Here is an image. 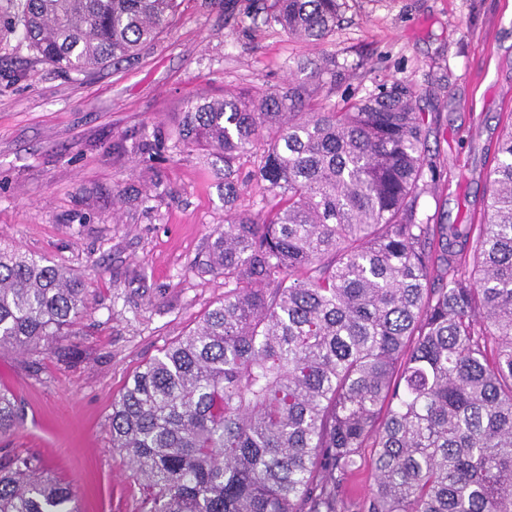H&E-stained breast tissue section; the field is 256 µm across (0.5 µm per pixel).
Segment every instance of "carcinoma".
I'll return each mask as SVG.
<instances>
[{"label":"carcinoma","mask_w":512,"mask_h":512,"mask_svg":"<svg viewBox=\"0 0 512 512\" xmlns=\"http://www.w3.org/2000/svg\"><path fill=\"white\" fill-rule=\"evenodd\" d=\"M36 58L64 73L153 44L183 0H8ZM347 0H251L250 25L319 44ZM357 65L296 62L263 93L199 97L173 147L224 159V225L204 268L224 301L112 400V449L146 489L140 512H512V126L481 224L448 248L420 200L436 183L425 116L402 82L343 108ZM160 134L133 149L169 150ZM276 200L238 209L240 159ZM84 279L0 241V348L63 336ZM19 406L0 390V434ZM372 448L370 492L348 479ZM35 454L0 448V512H78Z\"/></svg>","instance_id":"cac0c4a2"}]
</instances>
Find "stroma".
I'll use <instances>...</instances> for the list:
<instances>
[{
	"mask_svg": "<svg viewBox=\"0 0 512 512\" xmlns=\"http://www.w3.org/2000/svg\"><path fill=\"white\" fill-rule=\"evenodd\" d=\"M210 0H183L171 26L134 59L86 74L36 60L0 30V239L81 273L88 300L72 335L29 355L0 349V390L21 421L0 448L37 453L78 492L80 512H139L141 490L111 448L112 399L146 361L224 299L200 265L224 222L216 159L174 151L145 160L139 134L171 135L187 102L281 86L302 57L357 66L331 97L343 107L400 81L426 116L441 178L421 210L435 224L483 211L503 127L512 119V0H348L322 47L241 23ZM72 345L76 361L61 359Z\"/></svg>",
	"mask_w": 512,
	"mask_h": 512,
	"instance_id": "35a3bbf8",
	"label": "stroma"
}]
</instances>
